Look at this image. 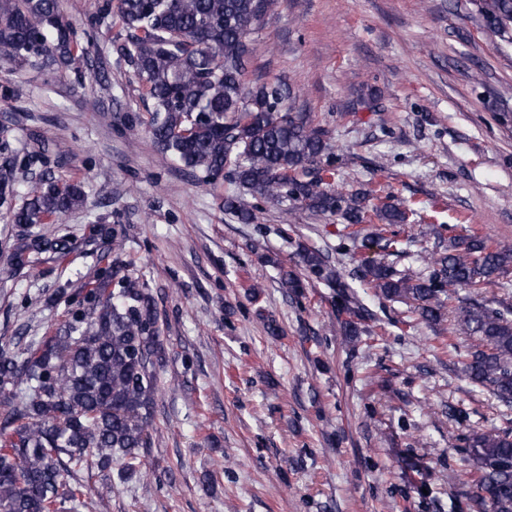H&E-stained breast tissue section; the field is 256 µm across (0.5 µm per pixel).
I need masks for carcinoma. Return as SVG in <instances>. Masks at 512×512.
<instances>
[{"mask_svg":"<svg viewBox=\"0 0 512 512\" xmlns=\"http://www.w3.org/2000/svg\"><path fill=\"white\" fill-rule=\"evenodd\" d=\"M274 0H103L98 23L117 20L133 76L152 102L154 143L205 184L229 174L231 184L254 198L301 206L315 216L340 217L347 237L362 248L377 246L378 259L361 264L357 278L389 301H413L411 313L434 328L471 340L464 364L468 378L512 407V305L496 298L465 299L453 330L444 327L447 303L458 290L476 293L498 284L512 269V243L472 234L459 241L437 237L425 257L428 274L396 268L407 256L393 233L366 231L368 213L389 225L404 224L399 207L368 204V194L344 193L324 182L315 165L331 154L324 130L307 112L288 107L289 87L279 81H244L256 48L250 35ZM468 21L502 36L512 31V0H472ZM75 29L60 0H0V69H68L80 63ZM15 162L0 163V206L21 228L12 266L30 263L29 251L61 257L64 237L28 239L30 228L62 220L87 204L80 183L42 174L26 203L11 206ZM224 211L242 224L256 216L234 192ZM305 277L279 268L285 292L300 294L308 282L336 289L339 327L345 336L365 332L372 314L328 257L298 247ZM165 349L155 303L139 281L100 269L68 305L63 327L23 351L0 345V512H82L92 496L119 489L151 447L157 371ZM472 489L467 512H512V431L469 430L459 437ZM96 467L118 481L96 492L77 480Z\"/></svg>","mask_w":512,"mask_h":512,"instance_id":"obj_1","label":"carcinoma"}]
</instances>
